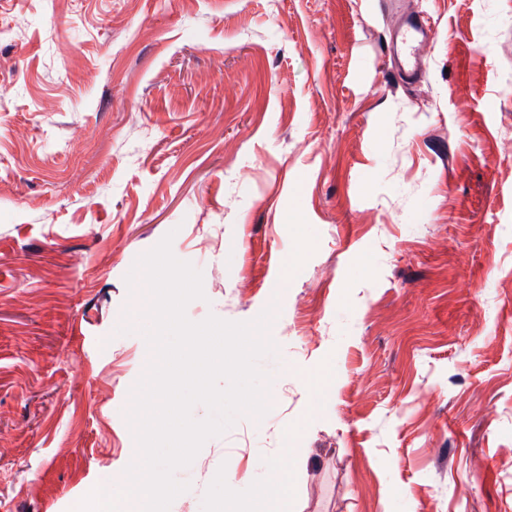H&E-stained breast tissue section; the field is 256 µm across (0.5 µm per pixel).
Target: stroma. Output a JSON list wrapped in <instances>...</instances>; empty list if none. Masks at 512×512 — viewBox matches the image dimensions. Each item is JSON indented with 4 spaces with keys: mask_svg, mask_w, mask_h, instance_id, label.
Instances as JSON below:
<instances>
[{
    "mask_svg": "<svg viewBox=\"0 0 512 512\" xmlns=\"http://www.w3.org/2000/svg\"><path fill=\"white\" fill-rule=\"evenodd\" d=\"M169 233L191 321L276 309L270 411L169 512H251L286 448L288 512H512V0H0V512L124 484ZM430 29L418 16H407L392 36V47L401 73L408 79L416 78L425 69V60L419 45L429 39Z\"/></svg>",
    "mask_w": 512,
    "mask_h": 512,
    "instance_id": "35a3bbf8",
    "label": "stroma"
}]
</instances>
